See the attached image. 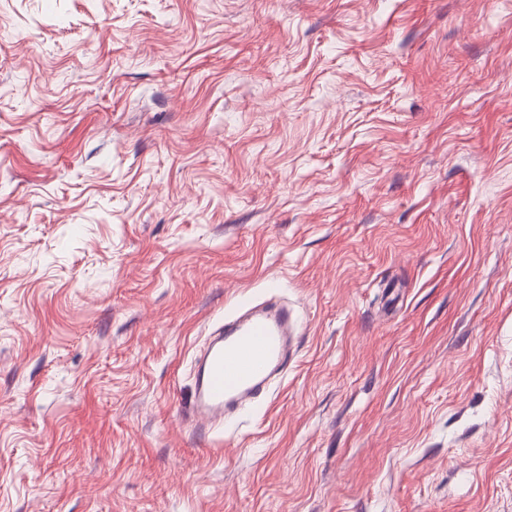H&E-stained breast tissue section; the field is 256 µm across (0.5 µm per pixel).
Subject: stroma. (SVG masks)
<instances>
[{
	"label": "stroma",
	"mask_w": 512,
	"mask_h": 512,
	"mask_svg": "<svg viewBox=\"0 0 512 512\" xmlns=\"http://www.w3.org/2000/svg\"><path fill=\"white\" fill-rule=\"evenodd\" d=\"M0 512H512V0H0ZM296 318L285 303H251L221 326L195 362L194 413L212 431L261 398L292 356Z\"/></svg>",
	"instance_id": "obj_1"
}]
</instances>
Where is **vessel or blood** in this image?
I'll use <instances>...</instances> for the list:
<instances>
[{
    "instance_id": "b4317fda",
    "label": "vessel or blood",
    "mask_w": 512,
    "mask_h": 512,
    "mask_svg": "<svg viewBox=\"0 0 512 512\" xmlns=\"http://www.w3.org/2000/svg\"><path fill=\"white\" fill-rule=\"evenodd\" d=\"M296 318L285 303H252L221 326L195 362L194 413L213 428L261 398L292 356Z\"/></svg>"
}]
</instances>
